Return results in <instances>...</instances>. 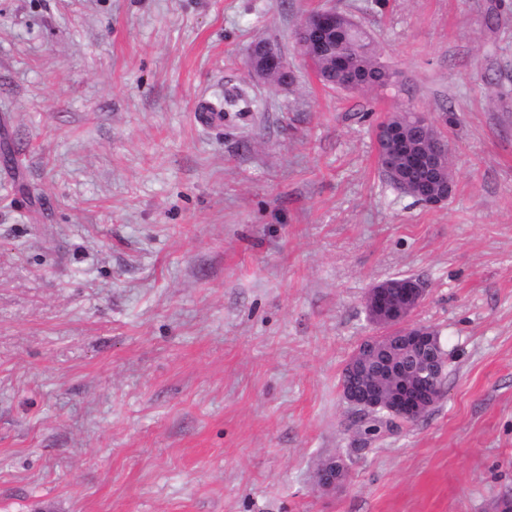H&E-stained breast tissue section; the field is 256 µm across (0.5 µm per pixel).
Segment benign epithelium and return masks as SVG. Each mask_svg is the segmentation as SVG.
I'll return each mask as SVG.
<instances>
[{
  "instance_id": "1",
  "label": "benign epithelium",
  "mask_w": 512,
  "mask_h": 512,
  "mask_svg": "<svg viewBox=\"0 0 512 512\" xmlns=\"http://www.w3.org/2000/svg\"><path fill=\"white\" fill-rule=\"evenodd\" d=\"M342 23L334 10H321L306 16L297 30V38L307 37L319 46ZM252 74L264 81L273 73L281 75V83H288V65L279 49L270 41H262V51L249 52ZM448 145L443 139L432 147L421 150L403 131L390 134L388 148L379 155L380 167L393 172L408 164L414 168L435 167L433 188L412 185L416 194L431 193L432 204L445 203L453 191V179L444 157ZM425 296V288L416 279H387L374 284L365 296V309L370 322L384 330V334L368 341L373 352L385 354L378 369L371 373L366 361L354 354L345 373L351 383L343 388V396L354 411L370 417L384 413V427L391 429L399 423H414L423 418L444 395L442 382L447 378L448 355L441 348L439 336L425 326L409 323L414 311ZM416 354L432 352L435 359L415 373L395 357L396 348ZM345 476L344 462L332 459L320 471V482L326 488L341 484Z\"/></svg>"
}]
</instances>
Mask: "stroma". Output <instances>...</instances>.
Here are the masks:
<instances>
[{
    "mask_svg": "<svg viewBox=\"0 0 512 512\" xmlns=\"http://www.w3.org/2000/svg\"><path fill=\"white\" fill-rule=\"evenodd\" d=\"M325 9L370 33L388 86L314 76L295 33ZM259 37L290 84L252 75ZM406 107L448 141L441 205L378 164ZM1 141L0 512L512 494V0H0ZM398 275L426 289L411 321L448 352L445 396L365 443L340 378L377 333L368 289Z\"/></svg>",
    "mask_w": 512,
    "mask_h": 512,
    "instance_id": "stroma-1",
    "label": "stroma"
}]
</instances>
